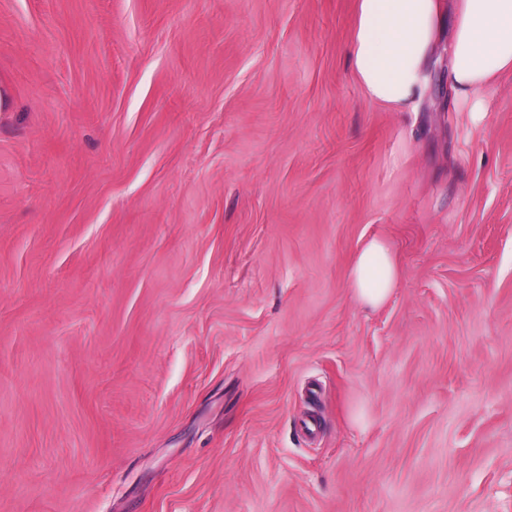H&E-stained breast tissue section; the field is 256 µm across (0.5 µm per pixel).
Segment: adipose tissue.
I'll use <instances>...</instances> for the list:
<instances>
[{"instance_id":"ef3b65f1","label":"adipose tissue","mask_w":512,"mask_h":512,"mask_svg":"<svg viewBox=\"0 0 512 512\" xmlns=\"http://www.w3.org/2000/svg\"><path fill=\"white\" fill-rule=\"evenodd\" d=\"M441 0H358L349 59L366 97L400 112L424 91ZM447 71L459 103L479 111L480 95L512 72V0H455ZM389 244L370 239L355 255L347 287L361 305L377 308L398 285Z\"/></svg>"}]
</instances>
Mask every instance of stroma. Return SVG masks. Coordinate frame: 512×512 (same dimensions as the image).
Masks as SVG:
<instances>
[{"label": "stroma", "instance_id": "stroma-1", "mask_svg": "<svg viewBox=\"0 0 512 512\" xmlns=\"http://www.w3.org/2000/svg\"><path fill=\"white\" fill-rule=\"evenodd\" d=\"M355 9L0 0V512H512V73L391 111ZM397 258L381 238L370 239L355 255L349 269L347 288L361 305L378 308L398 285Z\"/></svg>", "mask_w": 512, "mask_h": 512}]
</instances>
